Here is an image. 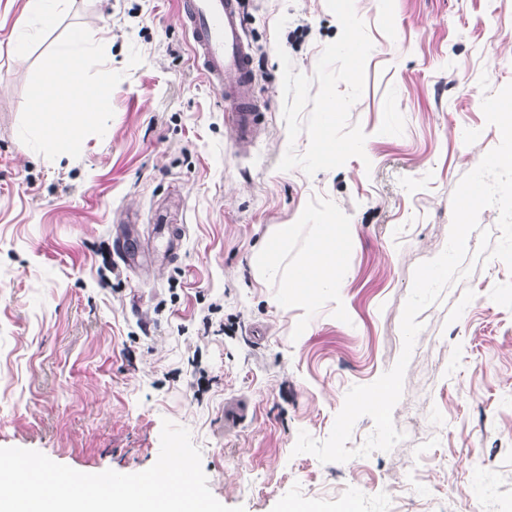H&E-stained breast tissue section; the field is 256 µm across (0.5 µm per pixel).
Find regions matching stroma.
<instances>
[{
  "mask_svg": "<svg viewBox=\"0 0 512 512\" xmlns=\"http://www.w3.org/2000/svg\"><path fill=\"white\" fill-rule=\"evenodd\" d=\"M24 0H0V447L84 473H136L163 420L186 427L214 497L244 512H512V269L468 253V277L422 324L393 409L404 438L344 463L294 454L325 440L347 391L397 362L415 267L445 248L452 195L501 139L481 103L512 83V0H354L373 48L351 123L365 159L282 171L284 49L313 75L340 24L326 0H243L265 131L239 155L223 98L202 79L177 0H68L12 54ZM288 21L282 32L274 25ZM106 40L112 94L61 162L21 136L58 44ZM487 76L488 90L479 87ZM186 225L180 256L127 264L117 234ZM345 225L341 292L277 306L252 257L277 225ZM251 402L232 432L224 403ZM415 477L403 481L405 473Z\"/></svg>",
  "mask_w": 512,
  "mask_h": 512,
  "instance_id": "1",
  "label": "stroma"
}]
</instances>
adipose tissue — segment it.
I'll list each match as a JSON object with an SVG mask.
<instances>
[{
	"label": "adipose tissue",
	"mask_w": 512,
	"mask_h": 512,
	"mask_svg": "<svg viewBox=\"0 0 512 512\" xmlns=\"http://www.w3.org/2000/svg\"><path fill=\"white\" fill-rule=\"evenodd\" d=\"M66 6L65 0H26L23 22L16 30L14 53L24 58L30 43L52 26ZM98 52L96 41L85 33H74L60 44L55 63L43 76L48 87L46 96L30 106V126L42 133V150L63 157L74 135L84 126L96 124L98 112L112 93V65L101 63L93 77H85L78 65L81 57ZM293 226L281 225L267 236L253 258L260 280H285L280 305L288 301L309 302L324 290L341 288L347 277L346 251L349 245L342 224H319L315 227L314 246L291 275H284L282 262Z\"/></svg>",
	"instance_id": "1"
}]
</instances>
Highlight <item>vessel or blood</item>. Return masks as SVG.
<instances>
[{"instance_id": "b4317fda", "label": "vessel or blood", "mask_w": 512, "mask_h": 512, "mask_svg": "<svg viewBox=\"0 0 512 512\" xmlns=\"http://www.w3.org/2000/svg\"><path fill=\"white\" fill-rule=\"evenodd\" d=\"M191 34L193 59L202 78L224 99L239 149L252 147L261 133V106L254 95L251 49L244 36L240 0H178ZM250 413L242 398L224 403V427H239Z\"/></svg>"}]
</instances>
